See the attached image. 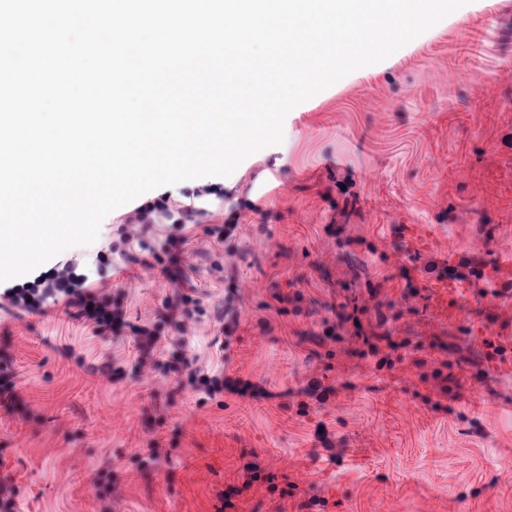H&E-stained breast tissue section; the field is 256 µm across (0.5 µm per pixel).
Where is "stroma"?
I'll return each mask as SVG.
<instances>
[{"label": "stroma", "mask_w": 512, "mask_h": 512, "mask_svg": "<svg viewBox=\"0 0 512 512\" xmlns=\"http://www.w3.org/2000/svg\"><path fill=\"white\" fill-rule=\"evenodd\" d=\"M197 185L43 264L70 295L0 300V512H512V0L299 104L183 217Z\"/></svg>", "instance_id": "obj_1"}]
</instances>
